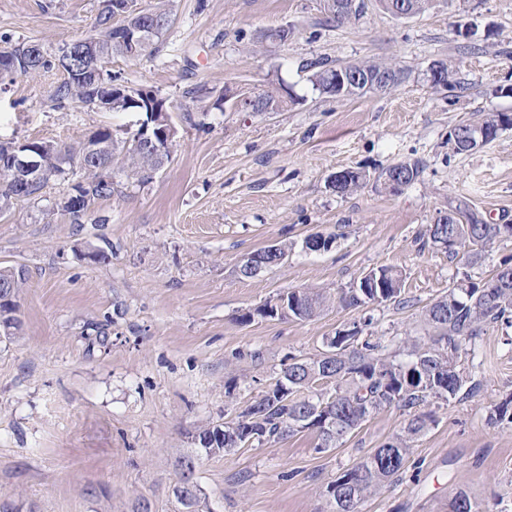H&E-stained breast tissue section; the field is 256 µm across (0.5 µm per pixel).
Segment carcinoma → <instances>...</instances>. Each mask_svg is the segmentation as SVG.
<instances>
[{"label": "carcinoma", "mask_w": 512, "mask_h": 512, "mask_svg": "<svg viewBox=\"0 0 512 512\" xmlns=\"http://www.w3.org/2000/svg\"><path fill=\"white\" fill-rule=\"evenodd\" d=\"M169 0H157L148 9L127 11L134 17V24L147 21L157 24L156 31L136 47L124 40L120 29L113 25V14L103 10L96 19L97 33L93 36L96 56L84 59L80 56L66 58L63 68L65 78L54 89L52 101L79 102L91 110L111 112H160L165 107L161 98L140 97L139 91L111 90L112 72L106 64L114 56L139 58L158 50V43L171 22ZM336 21L349 20L363 9L361 0H332L331 6ZM13 66L1 71L0 85L12 83L16 78L48 69L56 65L57 58L39 52L27 43L13 45ZM310 80L320 92L336 95V69L327 60L310 63ZM351 73L391 70L393 81H398L401 70L387 65L356 62L345 65ZM283 100L271 95L258 96L252 106L254 112H273ZM512 127V116L489 114L481 123L491 127L489 141L497 138L500 129ZM93 136L107 142L112 148L97 156L92 165L108 169L116 165L126 181L145 184L150 182L162 162L149 149L136 142L135 137L118 139L108 128L99 129ZM45 177L32 183L22 200L29 201L39 196L52 178L66 181L76 171L87 172L86 142L75 146L61 147L48 141H31ZM16 176L0 165V211L14 205L12 184ZM113 183L87 176L73 186V193L63 202L62 208L70 215L74 224L82 223L95 201L112 196ZM448 224L428 226L431 244L442 247L449 254L461 258L470 265L482 257V252L494 241L512 237V224H487L481 215L464 200H458L448 212ZM505 269L496 270L485 281L474 282L469 276L458 279L448 294L433 302L426 310V320L434 334L425 340L411 337L406 341L409 359L395 362L378 351V345L367 340L360 341L366 324L353 323L352 328L336 332L329 344L336 346L337 356L333 360L291 359L282 369V376L274 388L257 398L238 414L234 423L237 428L224 429L222 439L209 448L195 449L196 460L204 456L231 453L254 441H278L298 432L311 429L310 420L314 412L326 416L332 425L317 428L321 444L319 449L335 448L348 435L357 430L371 415L391 407L402 410L418 408L428 399H465L475 396L477 385L466 386L467 379L458 364L461 352L491 321L512 317V265L503 263ZM27 280L24 266L0 268V334L12 335L18 327L16 298ZM401 276L392 267L381 266L362 274L349 287L340 291L339 301L346 307H359L369 301L387 302L401 295ZM288 299L297 302L298 310H290V317L310 319L316 316L327 303V297L311 288L288 292ZM332 384L334 393L318 396L292 398L293 393L309 389L319 381ZM431 415L418 412L411 416L400 435L377 448L363 461L337 478L336 493L354 496L351 510L357 512L358 505L374 496L383 488L398 481L417 437L426 431ZM177 502L182 512H211L203 493H191Z\"/></svg>", "instance_id": "carcinoma-1"}]
</instances>
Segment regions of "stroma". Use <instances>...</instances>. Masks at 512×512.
<instances>
[{"mask_svg":"<svg viewBox=\"0 0 512 512\" xmlns=\"http://www.w3.org/2000/svg\"><path fill=\"white\" fill-rule=\"evenodd\" d=\"M158 51L113 58L119 84L164 98L176 129L171 159L144 186H121L83 223L61 208L68 182L0 213V266L24 265L20 324L0 339V512H178L177 457L197 427L234 420L273 387L289 358L322 353L328 337L365 323L383 354L428 336L427 306L461 272L491 277L512 260V238L462 266L427 244L429 224L467 198L490 224H512V129L465 155L448 132L492 112L512 114V0H426L399 18L365 0L350 21L331 20L327 0H171ZM101 0H0V42L36 41L48 53L93 34ZM289 27L287 43L260 41ZM326 59L393 64L391 89L331 97L308 68ZM447 64L451 87L432 85ZM53 68L0 91V141L83 140L98 129L134 132L140 112L90 110L51 95ZM206 98H195L198 88ZM285 97L275 112L242 102ZM418 163L416 180L386 191L378 174ZM365 171L353 194L330 175ZM333 236L325 251L308 235ZM285 241L273 269L247 278L241 259ZM103 249L104 259L92 258ZM403 275L401 303L341 307L362 273ZM316 289L331 299L317 316L242 322L279 294ZM469 400H429L433 421L415 441L398 482L358 512H447L461 490L512 512V423L490 419L512 400V320L485 325L462 356ZM406 411L372 415L337 447L316 432L252 443L202 459L198 484L211 512H331L328 485L398 435Z\"/></svg>","mask_w":512,"mask_h":512,"instance_id":"obj_1","label":"stroma"}]
</instances>
